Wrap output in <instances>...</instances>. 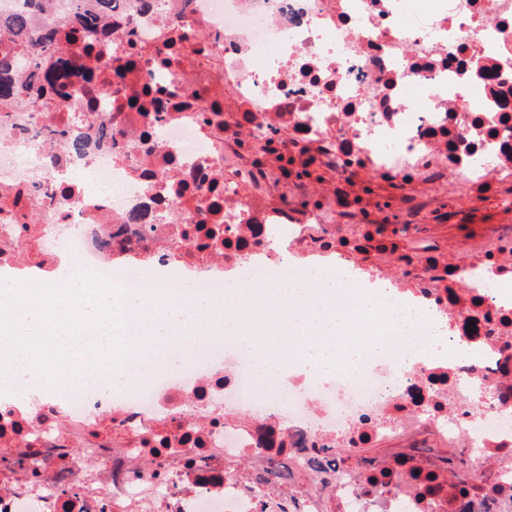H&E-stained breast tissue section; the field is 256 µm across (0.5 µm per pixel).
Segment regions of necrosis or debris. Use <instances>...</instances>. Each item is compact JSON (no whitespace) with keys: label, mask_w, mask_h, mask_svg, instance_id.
<instances>
[{"label":"necrosis or debris","mask_w":512,"mask_h":512,"mask_svg":"<svg viewBox=\"0 0 512 512\" xmlns=\"http://www.w3.org/2000/svg\"><path fill=\"white\" fill-rule=\"evenodd\" d=\"M17 12L31 35H0V54L35 50L70 0H0V17ZM67 55L63 93L40 97L19 68L21 93L0 103V267L25 257L45 280L65 256L125 288L219 294L230 274L301 276L310 256L343 292L386 283L389 318L442 326L450 354L405 367L390 335L382 353L260 401L249 354L204 350L105 399L92 382L12 399L0 512H512V304L481 280L512 272V225L466 235L455 263L375 244L348 190L360 170L401 188L411 229L423 210L445 222L434 188L512 185V0H431L422 14L407 0H114ZM108 56L136 60L123 84ZM103 125L113 140L68 150ZM279 154L335 172V191L298 209L310 186ZM352 247L378 258L343 270L335 256ZM462 346L479 361L455 359ZM382 438L398 451L368 455ZM450 448L478 479L449 482ZM316 453L329 506L296 488Z\"/></svg>","instance_id":"1"}]
</instances>
